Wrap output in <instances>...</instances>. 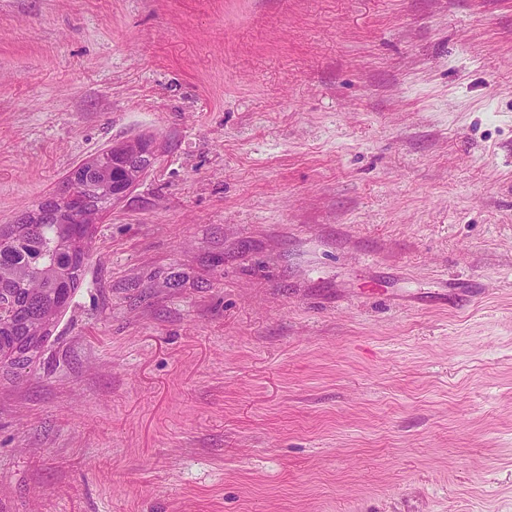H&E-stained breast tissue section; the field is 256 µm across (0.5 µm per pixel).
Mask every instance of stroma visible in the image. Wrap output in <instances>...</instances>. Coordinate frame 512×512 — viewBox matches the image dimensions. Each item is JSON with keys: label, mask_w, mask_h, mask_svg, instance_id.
I'll return each mask as SVG.
<instances>
[{"label": "stroma", "mask_w": 512, "mask_h": 512, "mask_svg": "<svg viewBox=\"0 0 512 512\" xmlns=\"http://www.w3.org/2000/svg\"><path fill=\"white\" fill-rule=\"evenodd\" d=\"M134 138L0 512H512V0H0V224Z\"/></svg>", "instance_id": "obj_1"}]
</instances>
